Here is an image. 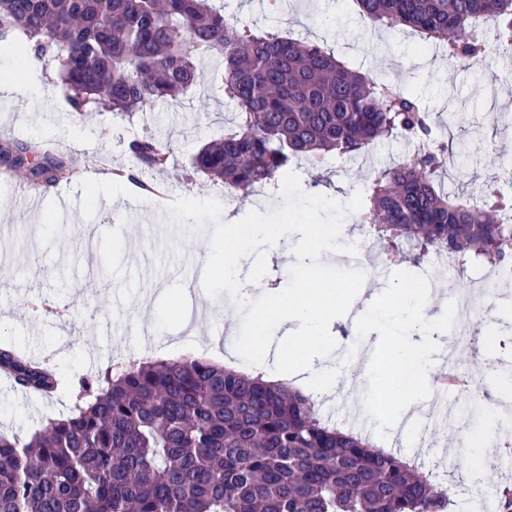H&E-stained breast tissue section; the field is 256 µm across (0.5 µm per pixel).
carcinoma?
Wrapping results in <instances>:
<instances>
[{
	"label": "carcinoma",
	"mask_w": 512,
	"mask_h": 512,
	"mask_svg": "<svg viewBox=\"0 0 512 512\" xmlns=\"http://www.w3.org/2000/svg\"><path fill=\"white\" fill-rule=\"evenodd\" d=\"M370 25L409 28L450 59L485 53L476 31L497 22L512 45V0H354ZM50 55L77 112L121 117L176 100L197 81L199 52L218 64L233 126L192 167L242 196L290 165L327 153L359 157L389 137L420 148L380 168L361 214L403 258L473 250L512 264V204L492 191L474 206L442 184L448 145L406 89L390 91L319 43L242 27L217 0H0V40ZM137 165L168 156L128 140ZM66 170L46 155L29 177L51 187ZM0 374L52 396L56 371L5 344ZM430 476L367 438L328 424L312 395L200 359L130 362L86 376L77 403L29 440L0 435V512H447Z\"/></svg>",
	"instance_id": "obj_1"
}]
</instances>
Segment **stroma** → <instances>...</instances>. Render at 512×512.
<instances>
[{
  "instance_id": "35a3bbf8",
  "label": "stroma",
  "mask_w": 512,
  "mask_h": 512,
  "mask_svg": "<svg viewBox=\"0 0 512 512\" xmlns=\"http://www.w3.org/2000/svg\"><path fill=\"white\" fill-rule=\"evenodd\" d=\"M239 24L324 43L354 67L375 78L411 90L422 108L436 116L435 130L453 147H465V191L482 205L489 186L507 191L512 169V50L498 47L495 30L483 33L486 51L478 61L451 60L442 46L423 41L409 29L374 27L358 14L353 0H224ZM199 78L186 96L147 112L119 118L108 111L76 112L67 101L52 63L31 70L18 54L0 55V75L29 83L26 95H0V147L16 141L43 144L74 165L50 193L27 205L24 172L0 178V342L52 365L61 377L58 396L42 398L12 389L0 375V434L30 437L50 418L71 413L78 380L119 361L202 356L240 365L251 360L246 343L255 341L269 294L296 285L289 254L259 246L242 259L238 272L242 299L215 287L204 265L215 229L251 223V198L225 202L223 186L202 174L186 179L185 170L202 146L224 131L235 109L219 89L215 64L197 59ZM487 114L474 130L473 111ZM149 134L169 153L166 168L135 167L125 150L127 139ZM414 146L400 139L378 142L367 155L348 161L330 155L304 161L285 172L276 186L259 188L270 200L263 219L282 217L297 224L325 217L335 237L314 267L316 276L347 293L379 294L380 283L421 277L423 264L397 263L385 257L386 245L361 220L372 172L410 157ZM134 168L136 176L159 186L168 197L199 204L195 221L160 205L155 195L130 190L96 192L89 174ZM343 199L345 208L329 203ZM39 301L66 306L64 318L34 311ZM476 341L457 367L480 379L481 403L469 415L473 431L483 429L487 408L500 393L494 362L512 361V282L491 286L474 319ZM364 429L377 447L400 449L406 458L434 474L458 493L448 512H498L497 496L512 489V455L499 451L486 471L468 463L465 444L441 438L432 417L419 422L430 437L423 456L397 447L382 421L386 408L379 384L363 388Z\"/></svg>"
}]
</instances>
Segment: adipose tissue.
Listing matches in <instances>:
<instances>
[{
  "instance_id": "ef3b65f1",
  "label": "adipose tissue",
  "mask_w": 512,
  "mask_h": 512,
  "mask_svg": "<svg viewBox=\"0 0 512 512\" xmlns=\"http://www.w3.org/2000/svg\"><path fill=\"white\" fill-rule=\"evenodd\" d=\"M330 237L328 226L323 224L283 221L265 225L258 235L242 225L228 224L212 240L208 269L214 278L223 279L225 286H232L238 276L240 259L257 240L275 249L281 243H289L298 265L306 267L314 264ZM396 290L417 297L412 317L403 323L398 335L382 333L367 344L349 383L353 386L364 382L382 384L389 404L388 418L400 424L429 399L427 387L433 362L428 337L445 318L427 313L424 303L431 291L420 287L418 282L402 280ZM338 314L352 316L355 325L361 326L368 311L357 308L355 299L341 298L338 286L315 280L305 279L297 288L275 292L262 317L266 332L257 341L262 351L271 343L279 345L274 364L263 370L264 380H287L286 353L302 343L307 347L301 362L308 371L305 381L308 391L318 398L332 394L336 384L329 378L328 369L336 352V340L324 335L322 327Z\"/></svg>"
}]
</instances>
